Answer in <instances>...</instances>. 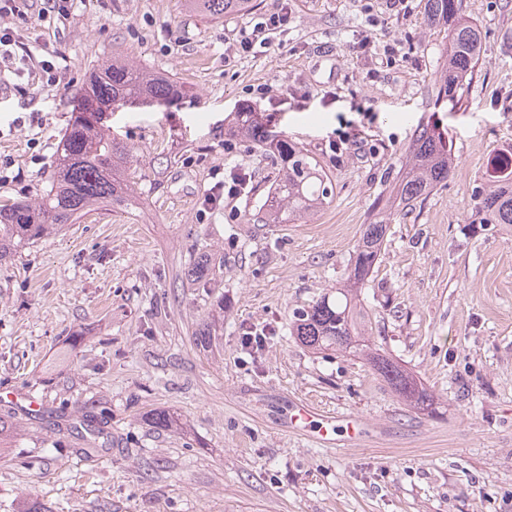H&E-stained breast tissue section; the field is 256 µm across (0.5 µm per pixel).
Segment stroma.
I'll return each instance as SVG.
<instances>
[{
  "label": "stroma",
  "mask_w": 512,
  "mask_h": 512,
  "mask_svg": "<svg viewBox=\"0 0 512 512\" xmlns=\"http://www.w3.org/2000/svg\"><path fill=\"white\" fill-rule=\"evenodd\" d=\"M283 7L288 27L240 52L242 30ZM461 12L484 53L456 107L435 102L447 40L426 0L402 14L386 0H258L217 19L182 0H72L64 17H0L33 58L56 52L52 81L0 84V202L43 193L69 99L112 55L188 92L112 114L137 208H99L0 264V418L22 429L0 454V512L24 492L46 512H512V226L469 221L488 159L512 146V0ZM243 105L320 162L328 207L258 223L280 165L229 133ZM427 123L447 130L454 171L384 210ZM234 169L244 194L205 209ZM378 213L361 305L376 347L432 394L425 411L289 326L343 283ZM250 332L262 345H245ZM303 404L334 417L329 439L295 427ZM161 412L176 427H156ZM86 414L108 452H78Z\"/></svg>",
  "instance_id": "1"
}]
</instances>
